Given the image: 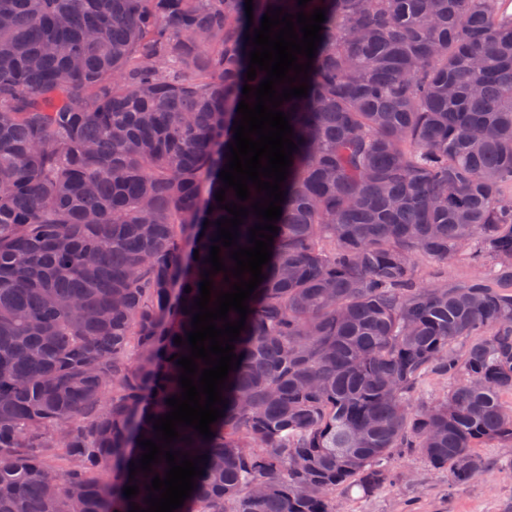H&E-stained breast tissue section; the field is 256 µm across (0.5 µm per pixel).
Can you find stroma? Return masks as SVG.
I'll return each instance as SVG.
<instances>
[{
  "label": "stroma",
  "instance_id": "obj_1",
  "mask_svg": "<svg viewBox=\"0 0 512 512\" xmlns=\"http://www.w3.org/2000/svg\"><path fill=\"white\" fill-rule=\"evenodd\" d=\"M490 464L469 482L452 484L417 452L394 457L397 481L368 497L337 493L336 512H512V447L483 449Z\"/></svg>",
  "mask_w": 512,
  "mask_h": 512
}]
</instances>
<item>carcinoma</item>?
<instances>
[{
    "mask_svg": "<svg viewBox=\"0 0 512 512\" xmlns=\"http://www.w3.org/2000/svg\"><path fill=\"white\" fill-rule=\"evenodd\" d=\"M503 2L306 4L326 15L308 95L279 106L278 234L215 436L177 428L208 459L174 512H336L404 448L466 483L512 444ZM270 6L298 12L253 0V27ZM246 31L245 0H0V512H129L164 476L129 465L180 395L174 339L229 216L219 172L266 75ZM459 255L487 273L419 282ZM426 376L452 389L416 405Z\"/></svg>",
    "mask_w": 512,
    "mask_h": 512,
    "instance_id": "obj_1",
    "label": "carcinoma"
}]
</instances>
